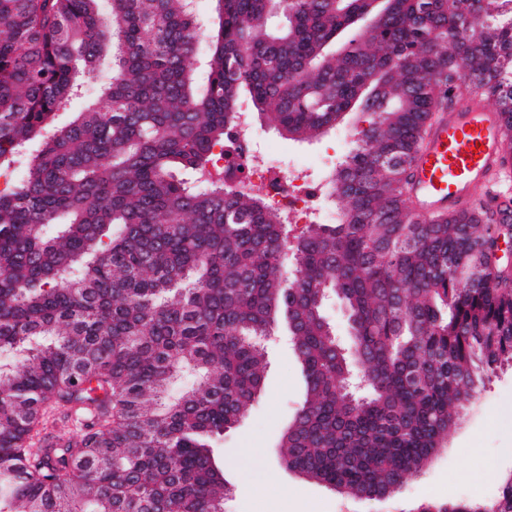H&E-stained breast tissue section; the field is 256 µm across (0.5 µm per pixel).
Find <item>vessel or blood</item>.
<instances>
[{
    "instance_id": "b4317fda",
    "label": "vessel or blood",
    "mask_w": 512,
    "mask_h": 512,
    "mask_svg": "<svg viewBox=\"0 0 512 512\" xmlns=\"http://www.w3.org/2000/svg\"><path fill=\"white\" fill-rule=\"evenodd\" d=\"M500 114L460 90L455 105L433 127L416 163L413 205L429 216L462 207L472 188L498 167Z\"/></svg>"
}]
</instances>
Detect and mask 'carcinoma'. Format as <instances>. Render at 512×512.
Here are the masks:
<instances>
[{"instance_id": "cac0c4a2", "label": "carcinoma", "mask_w": 512, "mask_h": 512, "mask_svg": "<svg viewBox=\"0 0 512 512\" xmlns=\"http://www.w3.org/2000/svg\"><path fill=\"white\" fill-rule=\"evenodd\" d=\"M0 0V512H224L210 441L260 395L264 340L285 321L306 398L286 469L359 499L426 466L483 376L512 363V204L423 221L409 203L432 118L470 75L501 105L512 163V17L480 0ZM209 41L203 66L192 62ZM112 51L105 109L56 115ZM313 141L365 104L361 144L327 178L336 223L291 235L261 189L202 179L242 101ZM190 169L195 181L177 177ZM351 328L344 352L329 296ZM189 369L176 400L169 388ZM75 435L46 433L53 415ZM512 512V473L491 506Z\"/></svg>"}]
</instances>
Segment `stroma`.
Listing matches in <instances>:
<instances>
[{
	"mask_svg": "<svg viewBox=\"0 0 512 512\" xmlns=\"http://www.w3.org/2000/svg\"><path fill=\"white\" fill-rule=\"evenodd\" d=\"M363 126L350 114L318 140L302 143L256 122L259 148L279 163L305 164L322 180L323 158L353 152ZM264 387L239 424L212 446L232 489L228 512H418L421 505L461 500L493 502L512 473V366L485 378L438 455L386 500L353 499L288 471L280 462L282 432L305 399V383L285 327L267 343Z\"/></svg>",
	"mask_w": 512,
	"mask_h": 512,
	"instance_id": "stroma-1",
	"label": "stroma"
}]
</instances>
